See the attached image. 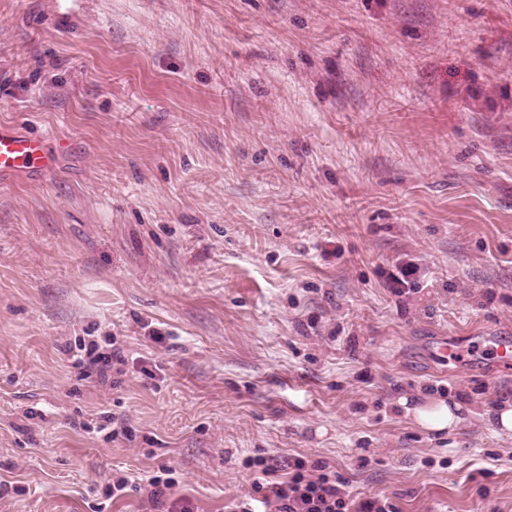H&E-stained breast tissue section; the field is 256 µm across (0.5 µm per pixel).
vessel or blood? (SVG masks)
<instances>
[{"mask_svg": "<svg viewBox=\"0 0 512 512\" xmlns=\"http://www.w3.org/2000/svg\"><path fill=\"white\" fill-rule=\"evenodd\" d=\"M53 152L48 138L30 135L0 124V177L38 173L51 168ZM494 350L500 362L512 363V340L498 336H474L466 344L442 343V358L456 360Z\"/></svg>", "mask_w": 512, "mask_h": 512, "instance_id": "obj_1", "label": "vessel or blood"}]
</instances>
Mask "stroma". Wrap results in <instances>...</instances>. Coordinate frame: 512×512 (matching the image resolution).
<instances>
[{"mask_svg": "<svg viewBox=\"0 0 512 512\" xmlns=\"http://www.w3.org/2000/svg\"><path fill=\"white\" fill-rule=\"evenodd\" d=\"M1 123L64 147L0 179V512H226L256 455L512 512V369L429 352L512 337V0H0ZM459 403L448 404L443 398L426 397L419 405L408 408L418 426L428 431L441 432L456 428L462 418ZM176 481L170 477L154 475L145 478L138 476H121L117 480H112V487L109 492V499L114 501L121 498L127 489L142 490L145 489L147 496L154 501H160L161 497L166 495V491H170L175 487Z\"/></svg>", "mask_w": 512, "mask_h": 512, "instance_id": "obj_1", "label": "stroma"}]
</instances>
